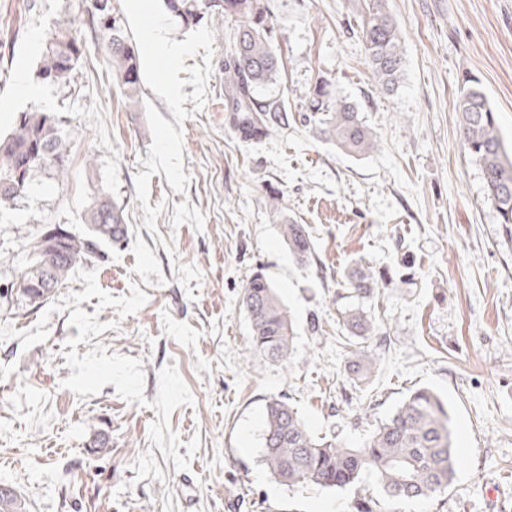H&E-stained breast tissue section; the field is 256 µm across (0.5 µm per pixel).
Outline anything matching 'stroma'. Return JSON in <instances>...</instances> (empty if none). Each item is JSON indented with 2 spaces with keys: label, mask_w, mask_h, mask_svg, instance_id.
Masks as SVG:
<instances>
[{
  "label": "stroma",
  "mask_w": 512,
  "mask_h": 512,
  "mask_svg": "<svg viewBox=\"0 0 512 512\" xmlns=\"http://www.w3.org/2000/svg\"><path fill=\"white\" fill-rule=\"evenodd\" d=\"M81 2L0 0V132L40 108L63 116L72 140L65 177L35 172L28 196L0 207V485L27 512H350L353 491L291 489L262 465L267 401L284 398L316 436L356 444L425 386L448 404L458 466L447 492L406 512H512V235L455 110L473 82L512 151V0H388L404 58L388 95L367 62L360 0H267L279 69L258 96L280 101L288 124L253 142L224 110L237 23L208 11L207 102L184 104L191 180L181 194L152 176L149 202L165 206L153 232L134 180L152 142L146 107L169 121L165 101L146 87L130 108L85 24L70 85L36 77L47 37ZM321 78L359 104L375 152L351 156L312 133L305 98ZM101 191L123 210L125 240L47 302L10 300L27 243L54 225L84 235ZM182 202L204 215L203 232L172 227ZM283 214L312 236L307 265L282 239ZM353 267L392 278L373 300L384 346L362 385L344 376L336 332ZM258 268L294 324L280 363L252 349L241 304Z\"/></svg>",
  "instance_id": "1"
}]
</instances>
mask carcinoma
Wrapping results in <instances>:
<instances>
[{"label":"carcinoma","instance_id":"carcinoma-1","mask_svg":"<svg viewBox=\"0 0 512 512\" xmlns=\"http://www.w3.org/2000/svg\"><path fill=\"white\" fill-rule=\"evenodd\" d=\"M166 9L188 25L214 7L239 20L234 50L224 62V111L228 123L245 141L262 139L288 125V116L276 102L261 104L255 92L278 73L279 60L272 41L266 0H165ZM87 24L94 32L103 61L119 79L128 100L140 103L141 72L131 37L118 15L114 0H89ZM359 31L368 64L384 92L399 87L404 75L401 28L391 15L387 0H361ZM85 45L72 34L68 23L58 26L41 53L36 76L43 82L67 87L76 67L65 63L82 58ZM326 80L316 82L307 98L308 111L317 115L312 132L353 156L374 150L377 135L360 115L357 105L332 98ZM463 148L479 165L487 201L498 222L512 231V157L500 136L495 111L486 95L474 86L464 88L456 105ZM65 120L56 112L39 108L23 112L11 131L0 136V204L24 197L38 170H66L71 150L62 133ZM87 234L75 236L61 227L40 233L28 246L29 263L12 285L20 301L40 304L68 280L79 265L103 257L104 246L126 234L123 211L104 193L85 210ZM289 253L299 264L309 262L313 243L307 229L288 217L280 224ZM341 287L357 302L340 312L347 351L346 376L368 380L379 358L378 348L362 341L373 335L375 320L365 302L376 295L378 280L363 270L345 276ZM249 317L252 346L270 361L284 360L293 346L295 331L272 282L254 272L242 291ZM261 462L281 484H309L326 489L357 487L363 475L374 476L375 494L356 492L354 512H388L391 503H409L444 493L453 483L457 456L447 406L431 388L411 391L358 447L339 440L315 439L298 412L281 398L265 405ZM0 512H23L13 491L0 488Z\"/></svg>","mask_w":512,"mask_h":512}]
</instances>
